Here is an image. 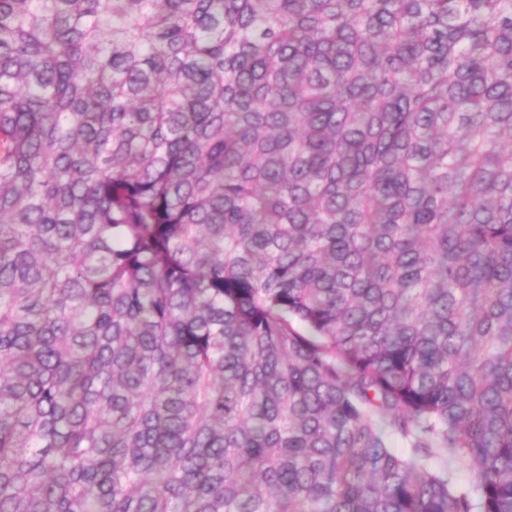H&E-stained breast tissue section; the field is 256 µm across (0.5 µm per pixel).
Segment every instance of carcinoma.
Instances as JSON below:
<instances>
[{
	"instance_id": "obj_1",
	"label": "carcinoma",
	"mask_w": 512,
	"mask_h": 512,
	"mask_svg": "<svg viewBox=\"0 0 512 512\" xmlns=\"http://www.w3.org/2000/svg\"><path fill=\"white\" fill-rule=\"evenodd\" d=\"M0 512H512V0H0Z\"/></svg>"
}]
</instances>
